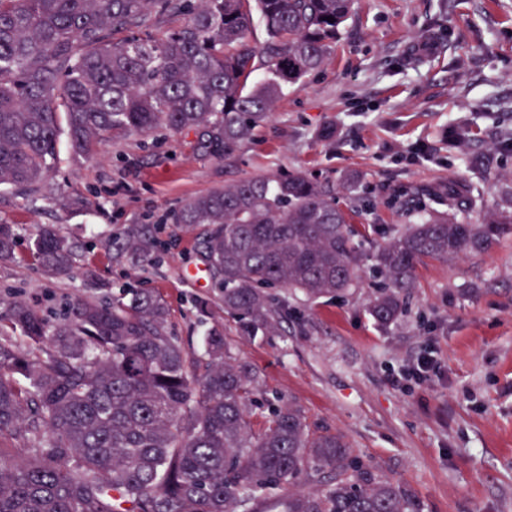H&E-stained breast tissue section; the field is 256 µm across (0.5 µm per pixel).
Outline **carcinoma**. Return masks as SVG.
I'll return each mask as SVG.
<instances>
[{
	"instance_id": "carcinoma-1",
	"label": "carcinoma",
	"mask_w": 512,
	"mask_h": 512,
	"mask_svg": "<svg viewBox=\"0 0 512 512\" xmlns=\"http://www.w3.org/2000/svg\"><path fill=\"white\" fill-rule=\"evenodd\" d=\"M353 0H0V188L46 192L60 117L74 156L159 129L193 133L194 152L232 158L284 87L318 70ZM183 22L157 35L167 16ZM334 18V22L327 18ZM264 27L248 42L254 22ZM266 76L252 78L255 62ZM475 187L390 236L375 254L385 280L369 302L381 326L405 312L417 264L450 263L512 235V213L468 221ZM202 228L204 261L224 310L249 336L281 318L270 288L315 303L358 283L360 236L335 189L305 172L238 180L175 214ZM16 231L0 224V264ZM80 243L41 228L32 255L69 274ZM125 249L148 258L154 236ZM197 358L169 327L154 291L93 294L41 312L23 299L0 312V512H421L414 495L364 464L338 433L310 431L300 409H272L255 429L257 388L214 330ZM315 477L320 488L299 490Z\"/></svg>"
}]
</instances>
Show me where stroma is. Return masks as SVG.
<instances>
[{
    "label": "stroma",
    "mask_w": 512,
    "mask_h": 512,
    "mask_svg": "<svg viewBox=\"0 0 512 512\" xmlns=\"http://www.w3.org/2000/svg\"><path fill=\"white\" fill-rule=\"evenodd\" d=\"M432 52H419L421 43ZM465 129L462 144L449 126ZM331 137H324V130ZM190 136L161 130L73 158L61 145L49 193L0 189V223L15 225V260L0 265V296L39 307L100 289L150 288L189 351L218 328L230 354L257 375L247 407L293 404L313 430L342 434L363 461L406 486L422 512H512V237L414 273L406 312L379 327L372 255L391 233L435 208L449 183L473 181L483 203L512 204V0H355L324 65L288 85L272 115L230 160L193 154ZM481 159L473 169L471 159ZM297 169L329 179L360 241L358 288L310 304L286 289L271 332L244 335L204 272L199 235L174 216L188 198L254 176ZM45 225L82 239L122 240L151 226L159 260L79 253L71 274L43 279L31 253ZM440 372L404 377L424 351Z\"/></svg>",
    "instance_id": "obj_1"
}]
</instances>
